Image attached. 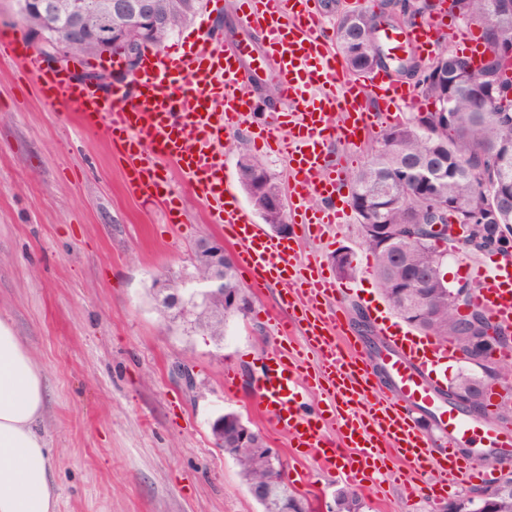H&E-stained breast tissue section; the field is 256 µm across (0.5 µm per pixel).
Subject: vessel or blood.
<instances>
[{"label": "vessel or blood", "instance_id": "obj_1", "mask_svg": "<svg viewBox=\"0 0 512 512\" xmlns=\"http://www.w3.org/2000/svg\"><path fill=\"white\" fill-rule=\"evenodd\" d=\"M235 10L256 44L220 51L200 37L191 52L146 59L138 73L107 94L43 69L35 50L19 38H0V58L18 63L47 103L63 101L84 126L105 127L113 150L130 166L127 183L133 191L163 187L161 168L174 167L236 246L250 286L284 285L281 304L292 318L278 322V331L288 336L301 327L307 349L276 351L254 390L297 453L358 486L390 456H399L414 474L404 484L410 499L441 498L460 481L488 480L482 449L512 447V433L493 430L489 411L452 406L439 413L436 444L412 415L417 408L431 409L446 388L448 367L459 360L456 348L380 313L395 388L393 395H382L369 359L342 339L347 318L335 279L321 261L302 258L297 250L298 238L323 239L346 215L336 201L343 170L327 162V148L338 141L356 145L374 129L397 123L405 108L419 106L416 90L380 71L362 79L349 76L310 0H237ZM442 30L439 21L428 19L383 31L380 38L391 51L409 44L429 56ZM255 50L274 66L277 102L260 97L243 68ZM242 127L287 162L288 214L297 238L267 234L224 182V135ZM466 274L475 285L473 306L495 322L511 324L512 262L475 263ZM309 351L317 354L319 370L309 369ZM311 389L321 393L314 405L306 399ZM362 400L367 407L360 414L354 405ZM329 424L337 440L326 437ZM469 444L477 445V454L459 458V448Z\"/></svg>", "mask_w": 512, "mask_h": 512}]
</instances>
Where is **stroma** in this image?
<instances>
[{"label": "stroma", "mask_w": 512, "mask_h": 512, "mask_svg": "<svg viewBox=\"0 0 512 512\" xmlns=\"http://www.w3.org/2000/svg\"><path fill=\"white\" fill-rule=\"evenodd\" d=\"M223 46L246 38L232 0L216 15L203 6L165 44L189 49L200 28ZM127 163L105 128L88 130L64 104L47 103L10 60L0 59V318L32 351L48 397L40 430L50 450L55 512H260L236 462L217 448L215 418H248L279 449L282 477L314 503L332 502L342 479L296 454L285 430L255 404L253 380L268 354L290 341L267 311L281 285L250 289L251 308L223 340L169 328L150 286L191 269L197 241L221 235L174 170L165 176L176 209L132 192ZM323 262L347 251L355 271L340 278L348 337L364 354L368 306L384 305L373 255L357 222L328 240H301ZM237 373L224 389V370ZM381 489L362 490L365 512H434L445 499L405 501V462H386Z\"/></svg>", "instance_id": "obj_1"}]
</instances>
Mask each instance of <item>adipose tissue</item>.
I'll return each mask as SVG.
<instances>
[{
  "instance_id": "ef3b65f1",
  "label": "adipose tissue",
  "mask_w": 512,
  "mask_h": 512,
  "mask_svg": "<svg viewBox=\"0 0 512 512\" xmlns=\"http://www.w3.org/2000/svg\"><path fill=\"white\" fill-rule=\"evenodd\" d=\"M42 373L13 327L0 319V512H54L50 450L38 423Z\"/></svg>"
}]
</instances>
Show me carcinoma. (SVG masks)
Instances as JSON below:
<instances>
[{
  "label": "carcinoma",
  "mask_w": 512,
  "mask_h": 512,
  "mask_svg": "<svg viewBox=\"0 0 512 512\" xmlns=\"http://www.w3.org/2000/svg\"><path fill=\"white\" fill-rule=\"evenodd\" d=\"M504 0H452L448 11L458 9L471 23L480 25L487 18L512 32V8ZM169 14L171 27L154 41L162 46L185 26L188 18L181 13L182 0H155ZM378 16L369 10L349 9L336 19L337 49L353 74L365 76L377 69L400 74L399 62H384L369 44ZM490 58L475 65L467 57L438 58L437 66L418 81L419 93L426 106L449 108L453 119H437L427 110L415 112L405 121L383 130L381 145L359 168L351 182L350 200L363 234V243L373 254V274L395 313L407 324L448 341L456 336L457 347L467 344V329L448 301V284L440 279L438 261L448 243L423 239L422 227L429 213L442 224L448 223V207L455 205L479 225L487 235L475 241L480 248L494 234L512 238V220L496 208L497 200L512 205V88L500 61L503 48L486 43ZM500 90L502 112L488 115L483 90ZM235 150L251 164L241 169L240 183L247 194L263 198L280 190L276 178L254 158L247 142L240 138ZM431 173V184L420 189L407 177V169ZM224 287L237 290V305L224 309L216 306L213 315L224 320L236 317L250 305V297L238 278L235 263L227 265ZM475 376L459 372L448 383L459 393L448 392L445 400L458 405V399L483 406L480 392L473 388ZM240 427L224 426V453L240 469L250 494L263 512H307L304 497L288 488L280 476L281 468L271 462V449L258 444L257 452L239 451ZM488 507L484 512H512V492H499L488 484ZM365 503L353 487L336 493V512H363Z\"/></svg>",
  "instance_id": "carcinoma-1"
}]
</instances>
